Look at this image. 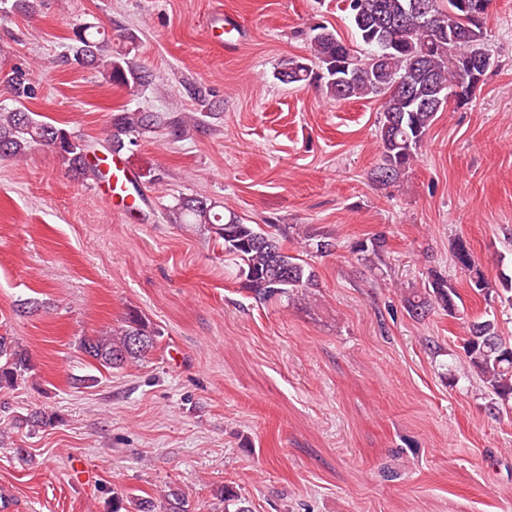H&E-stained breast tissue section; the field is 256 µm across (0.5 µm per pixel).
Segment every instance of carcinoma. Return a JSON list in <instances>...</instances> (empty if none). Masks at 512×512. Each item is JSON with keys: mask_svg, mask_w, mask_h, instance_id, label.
Listing matches in <instances>:
<instances>
[{"mask_svg": "<svg viewBox=\"0 0 512 512\" xmlns=\"http://www.w3.org/2000/svg\"><path fill=\"white\" fill-rule=\"evenodd\" d=\"M344 11L363 44L358 52L324 25L311 27L309 56L281 61L275 76L283 84H308L320 88L331 101L372 99L381 101L377 139L381 162L370 172L376 187L397 182L417 162L436 115L448 101L445 96L463 86L472 73L482 74L492 65L486 48L484 16L474 17L479 0H343ZM39 0H0V19L14 14L32 16ZM109 39L100 27L84 23L73 29L67 62L99 70L109 83L132 93L147 88L150 73L125 54L112 55ZM18 106L0 108V159L18 160L37 146L59 153L79 178L95 174L83 141L63 128L35 119L24 106L37 90L36 74L16 67L10 75ZM185 94L207 111L199 114L124 110L112 115L106 142L113 152L134 146L138 138L157 128L178 138L189 128H201L213 104L205 88L184 87ZM175 224H191L209 234L224 251V259L237 266L241 289L260 305L282 301L296 307L311 305L319 287L316 268L288 253L283 241L294 240L301 252L328 256L336 238L306 224H247L231 209L219 210L205 197H181L168 208ZM379 234L356 243L355 252L370 262L385 251ZM456 269L469 288L486 304L496 301L512 306V275L489 280L481 271L467 240L451 242ZM404 307L416 320L440 310L455 319L463 298L456 282L434 275L422 288H410ZM160 331L131 310L122 325L107 336L80 340V350L103 367L121 368L144 360L157 345ZM463 361L483 384L491 415L512 413V341L502 336L495 315L489 311L465 322ZM30 369V359L5 336H0V388L13 386ZM224 512H251L231 486L219 490ZM112 512H187L184 494L170 487L157 497H112Z\"/></svg>", "mask_w": 512, "mask_h": 512, "instance_id": "obj_1", "label": "carcinoma"}]
</instances>
